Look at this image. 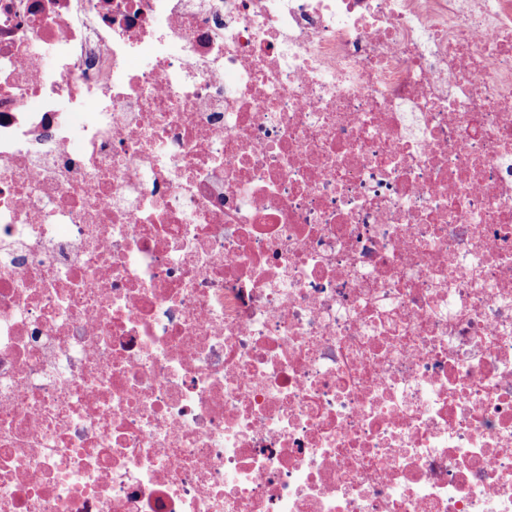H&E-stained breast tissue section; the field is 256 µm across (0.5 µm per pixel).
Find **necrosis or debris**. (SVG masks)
Here are the masks:
<instances>
[{
  "label": "necrosis or debris",
  "instance_id": "obj_1",
  "mask_svg": "<svg viewBox=\"0 0 512 512\" xmlns=\"http://www.w3.org/2000/svg\"><path fill=\"white\" fill-rule=\"evenodd\" d=\"M0 512H512V0H0Z\"/></svg>",
  "mask_w": 512,
  "mask_h": 512
}]
</instances>
